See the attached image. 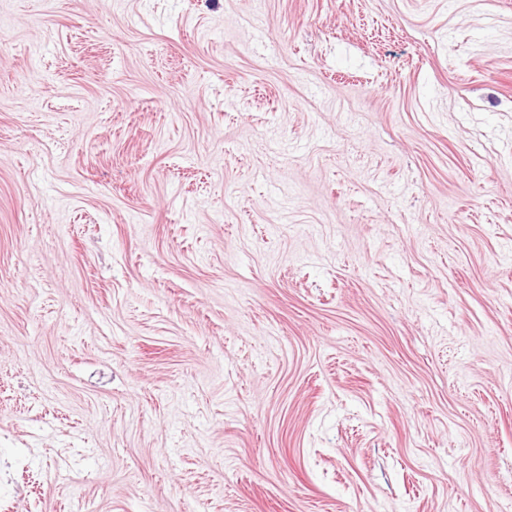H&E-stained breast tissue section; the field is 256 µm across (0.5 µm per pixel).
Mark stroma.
<instances>
[{
    "label": "stroma",
    "instance_id": "1",
    "mask_svg": "<svg viewBox=\"0 0 512 512\" xmlns=\"http://www.w3.org/2000/svg\"><path fill=\"white\" fill-rule=\"evenodd\" d=\"M0 512H512V0H0Z\"/></svg>",
    "mask_w": 512,
    "mask_h": 512
}]
</instances>
